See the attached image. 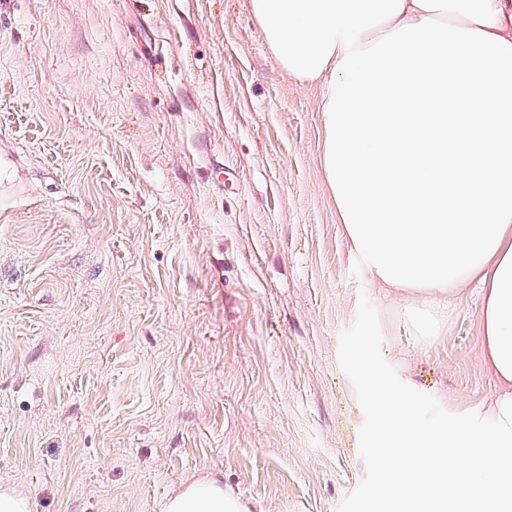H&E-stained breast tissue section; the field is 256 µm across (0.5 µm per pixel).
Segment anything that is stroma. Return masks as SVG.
<instances>
[{
	"mask_svg": "<svg viewBox=\"0 0 512 512\" xmlns=\"http://www.w3.org/2000/svg\"><path fill=\"white\" fill-rule=\"evenodd\" d=\"M323 88L250 0H0V489L30 512H390L355 356L426 423L481 407V294L431 344L371 287ZM241 499L228 495L217 480H195L176 491L166 504V512H247Z\"/></svg>",
	"mask_w": 512,
	"mask_h": 512,
	"instance_id": "1",
	"label": "stroma"
}]
</instances>
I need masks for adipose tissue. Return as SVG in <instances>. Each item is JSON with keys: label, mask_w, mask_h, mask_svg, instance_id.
<instances>
[{"label": "adipose tissue", "mask_w": 512, "mask_h": 512, "mask_svg": "<svg viewBox=\"0 0 512 512\" xmlns=\"http://www.w3.org/2000/svg\"><path fill=\"white\" fill-rule=\"evenodd\" d=\"M280 66L323 82L321 163L372 285L412 289L404 315L437 336L459 288L481 289L497 393L483 429L418 423L416 401L364 356L369 451L390 512L512 507V9L506 0H251ZM166 512H247L212 478Z\"/></svg>", "instance_id": "obj_1"}]
</instances>
